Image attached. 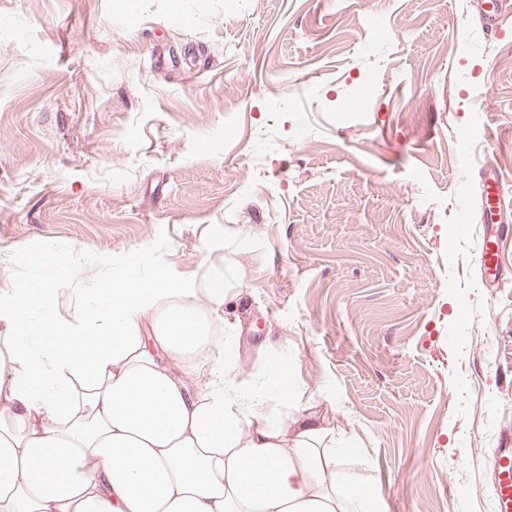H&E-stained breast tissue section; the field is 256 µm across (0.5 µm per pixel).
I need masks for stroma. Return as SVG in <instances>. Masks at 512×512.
I'll return each instance as SVG.
<instances>
[{"instance_id":"stroma-1","label":"stroma","mask_w":512,"mask_h":512,"mask_svg":"<svg viewBox=\"0 0 512 512\" xmlns=\"http://www.w3.org/2000/svg\"><path fill=\"white\" fill-rule=\"evenodd\" d=\"M470 0H0V290L139 262L205 281L242 376L288 358L383 512H489L512 431V239L483 287L488 162L512 199V15ZM471 3L479 8L491 26V30L494 29L495 34L501 36L502 28L497 26L496 20L499 14L506 12L510 8V2H507V0H475L471 1ZM475 171L480 178V201L475 214L476 224H465V227L468 231L471 228L476 231V258L483 270L484 284L491 287L502 279V271L498 267H495L494 273L491 271L495 257L493 246L505 229L501 226L503 224L501 184L505 176L487 163L477 166Z\"/></svg>"}]
</instances>
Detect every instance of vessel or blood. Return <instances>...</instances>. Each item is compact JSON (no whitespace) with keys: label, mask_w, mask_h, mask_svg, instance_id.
I'll list each match as a JSON object with an SVG mask.
<instances>
[{"label":"vessel or blood","mask_w":512,"mask_h":512,"mask_svg":"<svg viewBox=\"0 0 512 512\" xmlns=\"http://www.w3.org/2000/svg\"><path fill=\"white\" fill-rule=\"evenodd\" d=\"M480 178V201L475 214L474 229L477 235L476 258L483 270L486 286H493L501 278V272L493 271L495 253L493 246L504 232L502 226L503 202L501 184L502 172L488 164L477 166ZM491 512H512V448L498 449L491 474Z\"/></svg>","instance_id":"vessel-or-blood-1"}]
</instances>
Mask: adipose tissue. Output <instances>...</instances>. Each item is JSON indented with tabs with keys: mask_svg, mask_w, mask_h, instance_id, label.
<instances>
[{
	"mask_svg": "<svg viewBox=\"0 0 512 512\" xmlns=\"http://www.w3.org/2000/svg\"><path fill=\"white\" fill-rule=\"evenodd\" d=\"M235 281L229 261L202 284L127 264L65 317L36 255L0 292V512H379L324 426L273 412L286 363L240 378L213 336Z\"/></svg>",
	"mask_w": 512,
	"mask_h": 512,
	"instance_id": "1",
	"label": "adipose tissue"
}]
</instances>
